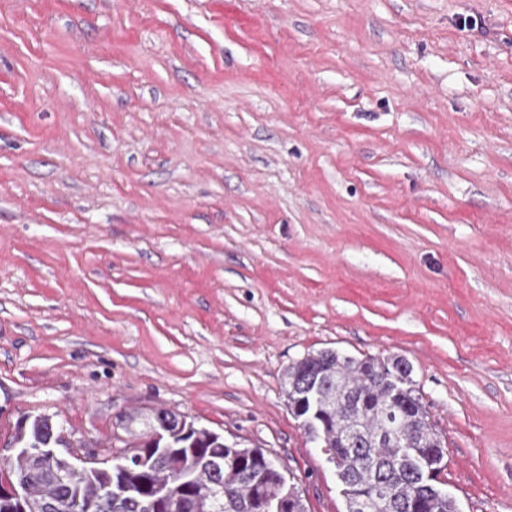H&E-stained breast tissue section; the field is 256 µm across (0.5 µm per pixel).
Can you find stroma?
Instances as JSON below:
<instances>
[{"label": "stroma", "instance_id": "35a3bbf8", "mask_svg": "<svg viewBox=\"0 0 512 512\" xmlns=\"http://www.w3.org/2000/svg\"><path fill=\"white\" fill-rule=\"evenodd\" d=\"M401 356L512 512V0H0V459L164 409L346 512L288 365Z\"/></svg>", "mask_w": 512, "mask_h": 512}]
</instances>
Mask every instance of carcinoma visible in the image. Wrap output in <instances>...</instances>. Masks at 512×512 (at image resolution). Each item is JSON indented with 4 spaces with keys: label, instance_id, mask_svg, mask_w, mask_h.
Segmentation results:
<instances>
[{
    "label": "carcinoma",
    "instance_id": "obj_1",
    "mask_svg": "<svg viewBox=\"0 0 512 512\" xmlns=\"http://www.w3.org/2000/svg\"><path fill=\"white\" fill-rule=\"evenodd\" d=\"M372 357L352 358L343 365L326 360L321 353L309 354L288 366L285 373V393L291 396L292 387L312 372H317L325 390L336 396L355 394L361 401L357 408V420L363 431L362 443L356 447H342L343 433L348 429L352 414L345 409H334L327 418L328 434L326 443L339 452L347 462L341 473L344 483L366 490L373 480L398 479L400 495L409 499L419 492L428 490L435 483L446 466L436 468L434 475H395L385 468L394 460L404 446L414 444L423 429L431 430L426 424L428 414L420 392H415L407 415L402 418L399 434L375 445L372 438L384 429V422L378 410L385 398V384L365 371L366 362ZM146 420L147 430L130 440L123 441L126 448H137L152 433L159 434L154 441L159 452L155 453L149 471L140 475H116L109 470L90 474L72 471L60 477L61 462L53 456L32 457L18 453L12 456L6 466L0 468V481L21 480L24 486L23 505L12 506L0 500V512H44L43 505L53 501L66 507L78 502L94 501V512H148L137 484L146 481L144 492L163 504L161 512H263L264 499L288 494L289 486L280 475L265 466H245L238 469L226 468L214 475L206 461V449L210 446L212 431L196 427L184 439L185 444L194 443L201 449L194 461L188 454L178 450L165 451L163 447L172 442V437L181 432V415L167 410H153L146 416L130 414L128 422L139 418ZM12 442L24 448L38 445H59L63 443L61 431L49 419L32 417L27 425L17 424ZM111 483L118 488L119 496L112 501L100 500L99 491L103 484ZM379 512H458L453 501L431 506L422 502L414 508L403 505L397 508H382Z\"/></svg>",
    "mask_w": 512,
    "mask_h": 512
}]
</instances>
